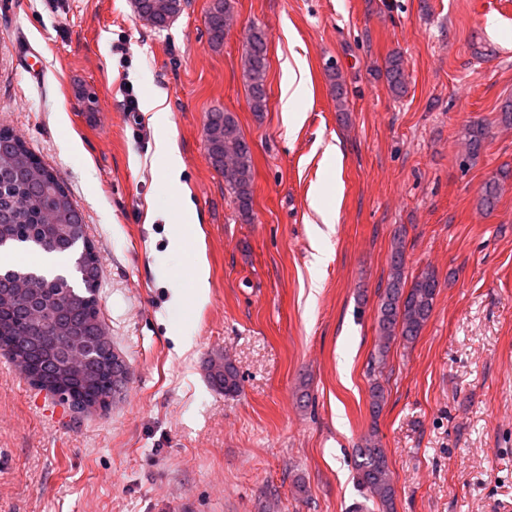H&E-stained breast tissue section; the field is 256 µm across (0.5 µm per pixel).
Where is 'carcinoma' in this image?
<instances>
[{"instance_id": "1", "label": "carcinoma", "mask_w": 512, "mask_h": 512, "mask_svg": "<svg viewBox=\"0 0 512 512\" xmlns=\"http://www.w3.org/2000/svg\"><path fill=\"white\" fill-rule=\"evenodd\" d=\"M132 0L138 15L163 30L182 12L184 0ZM230 0H212L205 24L209 44L224 46L229 27ZM268 34L252 26L246 37L243 62L249 104L254 112L267 108L268 96L261 90L268 69ZM387 88L395 97L407 92L408 82L400 54L391 53L383 71ZM208 122L224 126V137L207 138L212 166L224 174L239 218L248 222L253 212L252 150L234 115L222 109L209 112ZM488 128L471 124L465 132L466 158L476 160L485 148ZM512 172L502 170L483 185L480 206L491 212L499 202L502 184ZM78 205L53 173L7 128H0V250L36 248L46 254L65 256L62 270L38 269L19 262L0 263V349L12 361L24 363L29 382L39 390L67 396L68 403L88 408L112 393V349L87 354L81 374L64 378L56 360L71 340L95 341L100 269L89 265ZM405 255L397 241L390 255V276L377 309L379 344L377 356L384 361L397 339L414 342L430 319L439 288L435 271L426 269L412 281L404 275ZM212 387L226 395L241 389L235 363L224 358V367H209ZM372 415L385 403V389L378 381L369 388ZM357 481L383 512H393L396 488L387 453L376 435L367 433L355 450Z\"/></svg>"}]
</instances>
